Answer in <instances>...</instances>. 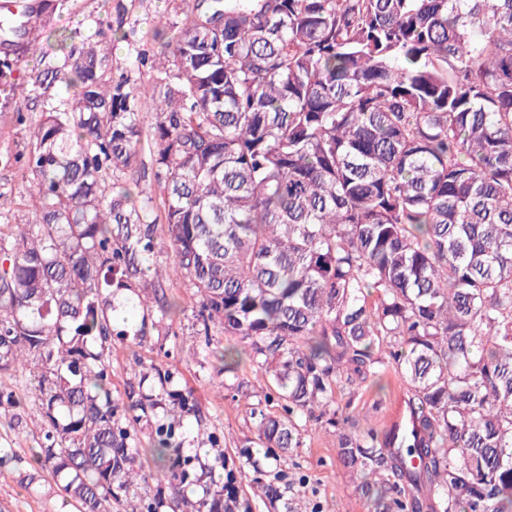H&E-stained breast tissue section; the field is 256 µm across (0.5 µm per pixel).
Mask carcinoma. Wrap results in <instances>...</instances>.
Masks as SVG:
<instances>
[{
    "label": "carcinoma",
    "mask_w": 512,
    "mask_h": 512,
    "mask_svg": "<svg viewBox=\"0 0 512 512\" xmlns=\"http://www.w3.org/2000/svg\"><path fill=\"white\" fill-rule=\"evenodd\" d=\"M64 3L0 14V111L43 103L15 158L34 219L0 233V372L33 381L34 462L76 512H251L246 478L295 512L281 480L304 478L278 467L317 409L370 512H512V0H193L117 79L116 31L66 43ZM58 81L77 93L50 100ZM172 274L269 376L280 412L251 415L277 470L173 447L195 409L167 371L114 404L117 296L158 305L143 337ZM389 365L402 427L331 410L338 379ZM155 405L135 448L127 415Z\"/></svg>",
    "instance_id": "cac0c4a2"
}]
</instances>
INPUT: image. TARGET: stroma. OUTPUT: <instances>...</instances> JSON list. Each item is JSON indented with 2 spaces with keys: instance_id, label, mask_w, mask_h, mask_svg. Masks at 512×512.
I'll return each mask as SVG.
<instances>
[{
  "instance_id": "1",
  "label": "stroma",
  "mask_w": 512,
  "mask_h": 512,
  "mask_svg": "<svg viewBox=\"0 0 512 512\" xmlns=\"http://www.w3.org/2000/svg\"><path fill=\"white\" fill-rule=\"evenodd\" d=\"M189 5L187 0H68L54 22L67 30L73 42L97 37L107 27L130 32L129 41L112 45V73L129 70L137 50L158 51L152 39V20L166 15L181 21ZM17 110L26 116L17 124L14 112H0V211H10L16 223L31 221V202L25 192L19 165L4 164L6 156L25 152L41 103L20 100ZM167 297L176 299L182 312L171 328L151 330L143 341L132 337L143 311L125 306L118 316L124 319L126 336L112 339L110 371L112 398L124 405L130 391L137 389L141 377L156 371H170L180 389L189 394L199 408L198 416L188 417L183 426L189 448H220L225 458H237L241 449L251 445L257 433L251 409L268 392L261 371L242 361L234 371H225L215 351L238 345L237 337L225 335L220 326H212L210 336L199 333L196 320L199 304L193 288L182 280L166 287ZM13 390L24 398L23 407L0 413V448L14 449L20 461L0 469V512H74L66 506L50 477L27 482L32 473L33 455L41 444L43 422L33 414L34 389L20 374L0 373V391ZM406 391L400 374L386 368L381 386L364 382L353 386L337 384L335 400L339 408L365 417L369 426L384 431L388 413ZM337 436L325 421H307L302 445L294 449L293 459L306 477L299 495L307 512H368V505L353 489V476L336 455Z\"/></svg>"
}]
</instances>
